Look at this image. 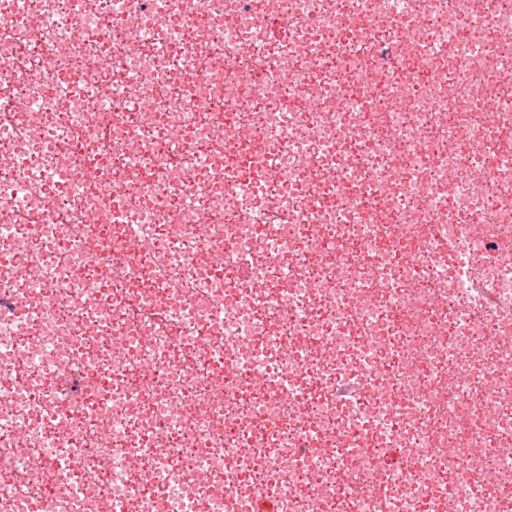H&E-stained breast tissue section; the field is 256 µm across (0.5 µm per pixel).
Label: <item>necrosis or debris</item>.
Wrapping results in <instances>:
<instances>
[{"instance_id":"4bbe7bcc","label":"necrosis or debris","mask_w":512,"mask_h":512,"mask_svg":"<svg viewBox=\"0 0 512 512\" xmlns=\"http://www.w3.org/2000/svg\"><path fill=\"white\" fill-rule=\"evenodd\" d=\"M446 493L512 512V0H0V512Z\"/></svg>"}]
</instances>
